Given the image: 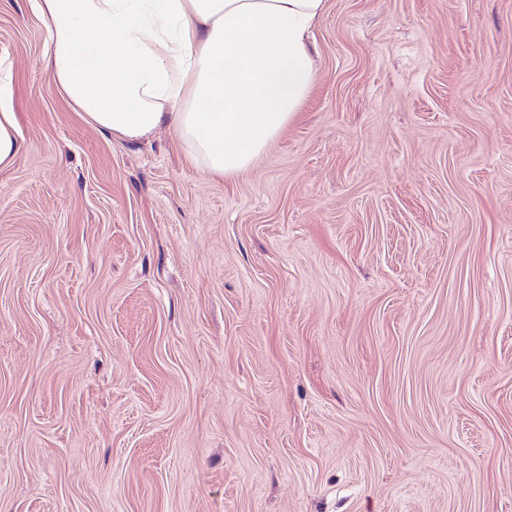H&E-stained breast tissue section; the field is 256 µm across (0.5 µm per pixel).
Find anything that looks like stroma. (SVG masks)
<instances>
[{
    "instance_id": "obj_1",
    "label": "stroma",
    "mask_w": 512,
    "mask_h": 512,
    "mask_svg": "<svg viewBox=\"0 0 512 512\" xmlns=\"http://www.w3.org/2000/svg\"><path fill=\"white\" fill-rule=\"evenodd\" d=\"M247 171L88 125L0 0V512H512V0H328ZM17 126L15 112L0 107V167L10 165L20 151Z\"/></svg>"
}]
</instances>
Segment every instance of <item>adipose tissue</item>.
Here are the masks:
<instances>
[{"mask_svg":"<svg viewBox=\"0 0 512 512\" xmlns=\"http://www.w3.org/2000/svg\"><path fill=\"white\" fill-rule=\"evenodd\" d=\"M46 65L84 121L134 142L173 127L228 179L302 109L327 0H34Z\"/></svg>","mask_w":512,"mask_h":512,"instance_id":"adipose-tissue-1","label":"adipose tissue"}]
</instances>
